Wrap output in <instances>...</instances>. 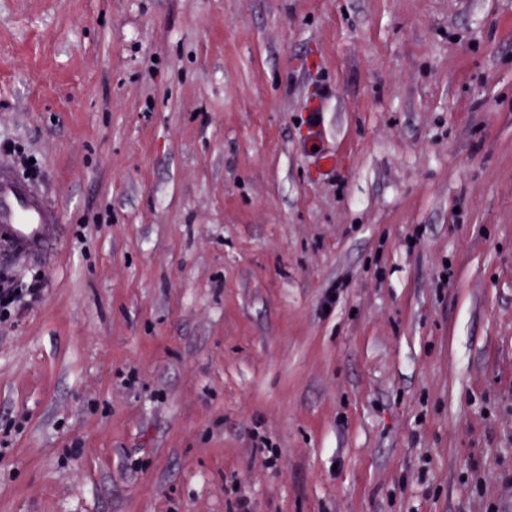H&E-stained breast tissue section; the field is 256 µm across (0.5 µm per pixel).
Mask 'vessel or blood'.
<instances>
[{
  "label": "vessel or blood",
  "instance_id": "obj_1",
  "mask_svg": "<svg viewBox=\"0 0 512 512\" xmlns=\"http://www.w3.org/2000/svg\"><path fill=\"white\" fill-rule=\"evenodd\" d=\"M55 222L54 210L27 184L15 179L10 166L0 161V234L34 253Z\"/></svg>",
  "mask_w": 512,
  "mask_h": 512
}]
</instances>
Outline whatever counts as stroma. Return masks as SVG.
Masks as SVG:
<instances>
[{
	"label": "stroma",
	"mask_w": 512,
	"mask_h": 512,
	"mask_svg": "<svg viewBox=\"0 0 512 512\" xmlns=\"http://www.w3.org/2000/svg\"><path fill=\"white\" fill-rule=\"evenodd\" d=\"M1 156L0 512H512V0H0ZM0 233L35 253L56 224L54 210L34 195L29 186L15 179L11 167L0 161ZM45 288V283L42 279H37L30 283L26 288H1L0 289V321H5L11 317L13 311L17 317L21 314V308L15 307L17 299L23 293L31 297L33 300L39 299ZM12 297V300H9Z\"/></svg>",
	"instance_id": "35a3bbf8"
}]
</instances>
